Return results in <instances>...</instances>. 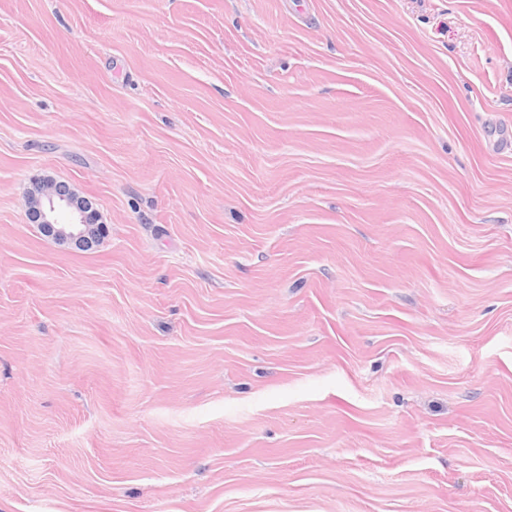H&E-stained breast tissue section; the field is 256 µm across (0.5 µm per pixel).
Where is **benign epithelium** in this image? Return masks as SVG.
<instances>
[{
	"instance_id": "1",
	"label": "benign epithelium",
	"mask_w": 512,
	"mask_h": 512,
	"mask_svg": "<svg viewBox=\"0 0 512 512\" xmlns=\"http://www.w3.org/2000/svg\"><path fill=\"white\" fill-rule=\"evenodd\" d=\"M32 222L46 236L77 248L90 247L106 233V225L100 222L97 211L89 203L76 200L73 191L64 184L58 185L46 207L36 210Z\"/></svg>"
}]
</instances>
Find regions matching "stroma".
Segmentation results:
<instances>
[{
    "label": "stroma",
    "mask_w": 512,
    "mask_h": 512,
    "mask_svg": "<svg viewBox=\"0 0 512 512\" xmlns=\"http://www.w3.org/2000/svg\"><path fill=\"white\" fill-rule=\"evenodd\" d=\"M0 512H512V0H0ZM46 202L45 208L37 209L34 216L31 213L32 223L39 224L46 236L77 248H88L106 233V225L101 224L97 211L88 202L76 200L69 186L58 184L57 192ZM60 216H66L69 222H59Z\"/></svg>",
    "instance_id": "35a3bbf8"
}]
</instances>
